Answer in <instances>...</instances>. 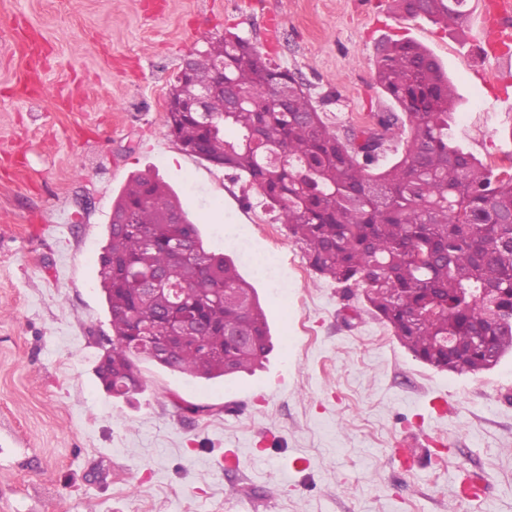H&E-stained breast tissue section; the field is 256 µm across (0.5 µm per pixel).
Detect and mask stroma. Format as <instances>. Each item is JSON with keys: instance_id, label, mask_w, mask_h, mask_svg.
I'll return each instance as SVG.
<instances>
[{"instance_id": "35a3bbf8", "label": "stroma", "mask_w": 512, "mask_h": 512, "mask_svg": "<svg viewBox=\"0 0 512 512\" xmlns=\"http://www.w3.org/2000/svg\"><path fill=\"white\" fill-rule=\"evenodd\" d=\"M148 2L0 0V512H512V355L478 375L419 362L363 288L317 275L255 190L164 125L183 59L231 30L338 93L328 116L361 128L393 109L378 46L410 38L460 95L464 144L508 166L512 96L470 73L499 68L470 51L476 0L448 29L391 0ZM29 34L48 51L36 83ZM147 169L256 288L274 349L263 369L210 382L141 364L145 391L127 402L95 376L112 335L99 257L113 199ZM425 437L440 463L401 467L396 445ZM466 474L481 501L456 495Z\"/></svg>"}]
</instances>
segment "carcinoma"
Instances as JSON below:
<instances>
[{
	"label": "carcinoma",
	"mask_w": 512,
	"mask_h": 512,
	"mask_svg": "<svg viewBox=\"0 0 512 512\" xmlns=\"http://www.w3.org/2000/svg\"><path fill=\"white\" fill-rule=\"evenodd\" d=\"M393 2L407 19L447 28L468 12V0ZM192 58L193 75L175 76L174 98L198 92L222 61L224 86L244 100L227 114L224 99L213 96L209 125L194 112L167 113L166 134L183 152L255 188L309 267L344 288L363 287L369 309L416 360L465 375L512 353V169H494L467 149L454 122L460 97L432 52L414 41L381 44L375 81L399 111L342 134L319 108L338 95L317 93L295 72L263 61L250 38L229 31ZM283 90L288 111L279 112L268 98ZM226 126L234 139L224 137ZM112 209L135 212L138 223L108 225L100 255L113 332L95 368L104 390L141 394L143 361L203 381L262 365L273 341L255 288L233 259L205 248L175 192L139 173ZM173 210L181 223L168 221ZM183 241L195 254L171 262ZM159 269L200 316L198 332L164 359L143 343L161 314L160 300L147 292ZM471 288L493 293L476 298Z\"/></svg>",
	"instance_id": "obj_1"
}]
</instances>
